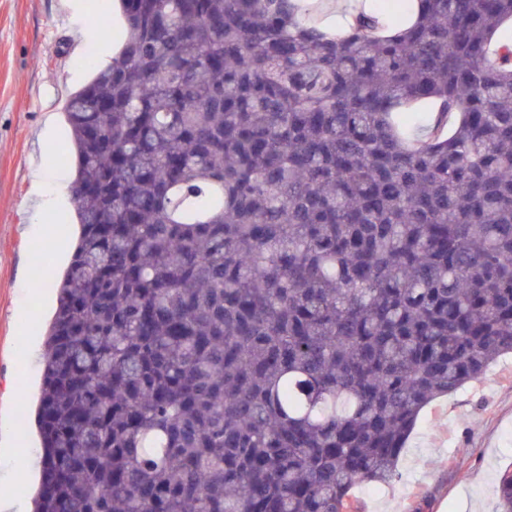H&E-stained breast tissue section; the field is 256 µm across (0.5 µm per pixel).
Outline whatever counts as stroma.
<instances>
[{"instance_id":"stroma-1","label":"stroma","mask_w":512,"mask_h":512,"mask_svg":"<svg viewBox=\"0 0 512 512\" xmlns=\"http://www.w3.org/2000/svg\"><path fill=\"white\" fill-rule=\"evenodd\" d=\"M0 0V470L26 466L22 512H31L39 482L36 431L16 424L35 411L46 330L65 269L56 241L77 242L74 211L38 214L28 202L35 163L50 171L65 162L72 137L64 105L125 40L113 0ZM100 27L105 38L91 40ZM56 141L42 136L47 116ZM512 466V354L457 393L420 414L388 486H355L361 512H493L501 472Z\"/></svg>"}]
</instances>
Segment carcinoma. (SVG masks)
<instances>
[{"instance_id":"carcinoma-1","label":"carcinoma","mask_w":512,"mask_h":512,"mask_svg":"<svg viewBox=\"0 0 512 512\" xmlns=\"http://www.w3.org/2000/svg\"><path fill=\"white\" fill-rule=\"evenodd\" d=\"M397 2L119 0L66 106L33 512H359L512 353V0Z\"/></svg>"}]
</instances>
